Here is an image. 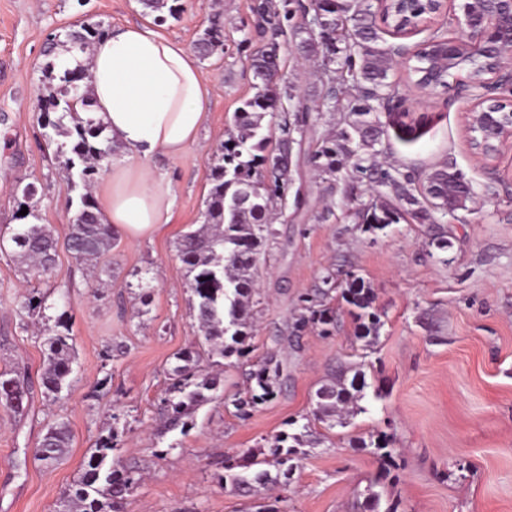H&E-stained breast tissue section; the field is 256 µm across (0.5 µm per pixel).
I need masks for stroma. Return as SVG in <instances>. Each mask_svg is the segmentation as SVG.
<instances>
[{"label":"stroma","mask_w":512,"mask_h":512,"mask_svg":"<svg viewBox=\"0 0 512 512\" xmlns=\"http://www.w3.org/2000/svg\"><path fill=\"white\" fill-rule=\"evenodd\" d=\"M259 0H177L157 22L140 0H0V234L10 235L25 206L16 186L34 184V206L65 239L80 190L65 158L47 146L42 99L61 75L71 29L103 30L150 23L195 51L213 19L224 46L199 58L210 105L200 145L158 158L175 197L173 224L151 238L115 234L88 275L66 248L48 273L27 271L0 251V369L25 374L24 412L0 408V512H64V494L83 471L98 439L116 431V457L138 466L141 485L125 512H251L254 500L218 481L225 457L270 449L309 415L320 386L339 363L357 370L360 412L344 425H316L293 475L263 490L286 512H512V144L490 162L470 146L464 99L456 90L412 87L404 66L400 94L379 118L387 130V165L418 175L445 163L473 185L477 200L451 224V248L431 245L424 226L394 224L364 231L356 214L372 194L347 193V171L321 175L311 157L322 137L339 131L340 112L314 94L319 66L305 61L289 32H260ZM275 49L292 128V185L279 204L277 235L259 264L261 300L251 323L250 361L271 356L287 376L269 402L238 416L227 400L246 390L250 361L211 368L218 387L187 429H171L159 411L176 352L198 336L195 297L177 253L180 235L198 228L210 188L213 156L232 130V116L256 92L253 55ZM420 136L403 140L402 124ZM334 268L370 286L383 326L371 345L355 335L337 304L333 335L304 331L289 339L302 299ZM46 296L44 317L20 304ZM64 316L75 363L61 402L48 400L40 375L49 321ZM64 416L67 454L46 466L35 458L47 423ZM393 438L391 458L373 455L378 433ZM382 485H374L379 473Z\"/></svg>","instance_id":"35a3bbf8"}]
</instances>
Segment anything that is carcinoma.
Returning <instances> with one entry per match:
<instances>
[{
	"label": "carcinoma",
	"instance_id": "carcinoma-1",
	"mask_svg": "<svg viewBox=\"0 0 512 512\" xmlns=\"http://www.w3.org/2000/svg\"><path fill=\"white\" fill-rule=\"evenodd\" d=\"M303 5L293 0L273 3L263 0L256 7L261 15H284L293 18ZM311 18L305 26L293 27L298 47L307 58H320L324 67L339 66L346 72L347 81L334 86L322 74L321 103L336 107L335 99L347 100L344 108V127L323 139L312 156L316 170L330 177L340 167L351 164L346 190L363 184L377 198L362 209L366 230H383L392 224L414 220L428 225L431 244L448 250V201L457 209L468 208L473 186L458 170L444 164L418 178L376 163V157L386 150L385 131L377 116L381 105L392 101L399 84L392 79L394 67L384 36L399 26L401 9L395 3L379 8L373 0H313ZM104 32L82 26L68 40L78 39L87 47L101 38ZM224 42V27L214 21L198 40L201 56H207L215 44ZM416 65L409 67L408 78L417 84L427 78L429 59L415 57ZM256 78L261 81L256 94L245 100L233 114V129L220 147V153L210 168V189L203 222L177 242V252L188 271L193 273L190 288L197 299L196 318L199 336L194 347L177 354L181 364L169 373L168 397L162 401L161 414L171 428L186 425L191 413L210 400L216 389L215 378L204 372L202 364L214 358L233 355L245 358L251 352L249 335L245 331L251 307L259 302L256 287L260 255L277 231L272 224L274 204L286 199L291 184V127L283 123V138L274 148L265 133L263 120L284 111L281 91L275 81L278 71L276 55L261 52L252 59ZM84 79V70L65 69L61 84L50 85L44 97L43 129L47 142L54 136L68 139L65 166L77 170L83 193L76 210L65 245L78 261L97 259L112 248L114 232L111 225L100 222L95 202L89 192L102 162L112 153L108 139L102 137L100 124L84 122L78 111L90 110L87 93L70 104L67 90L71 83ZM18 256L26 265L41 272L50 271L56 261L58 237L47 224H20L10 236ZM340 297L348 306L359 339L376 338L382 326L380 315L372 310L370 288L354 278L341 281L336 271L322 277V286L313 290L306 305L296 315L293 337L298 339L307 328H316L322 336L336 330V311L330 301ZM57 330L46 338L45 365L41 384L49 400L62 399L65 386L73 373L74 348L66 323L56 321ZM346 370L338 367L332 381L316 391V407L299 433H281L275 446L266 453L249 449L224 460V482L244 494H254L257 487L273 482L270 469L289 475L298 467L304 455V433L318 422L331 430L336 426V413L354 405L359 397L346 386ZM283 368L273 359L260 360L247 373L248 394L233 397L229 403L240 415L256 408L275 396V386L281 385ZM29 388L25 377L12 369L0 372V407L13 413L24 410ZM72 433L69 423L58 417L48 426L36 450V458L53 464L67 453ZM114 435L99 439L84 471L66 493L69 512H124L127 496L140 484V471L126 467L113 456Z\"/></svg>",
	"mask_w": 512,
	"mask_h": 512
}]
</instances>
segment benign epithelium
<instances>
[{"label": "benign epithelium", "mask_w": 512, "mask_h": 512, "mask_svg": "<svg viewBox=\"0 0 512 512\" xmlns=\"http://www.w3.org/2000/svg\"><path fill=\"white\" fill-rule=\"evenodd\" d=\"M431 8L422 14L406 18L408 32L425 29L439 18L446 6V0H426ZM462 19L458 20L462 38L448 43L445 57L441 58L443 68L432 74L429 82L420 86L426 91L438 86L456 87L468 93L473 104L466 109V120L474 148L483 158L498 154L500 148L512 139V109L489 96L496 89L512 90V0H480L475 9L471 0L461 5ZM485 59L493 61L490 77L480 88L468 77L474 64Z\"/></svg>", "instance_id": "benign-epithelium-1"}]
</instances>
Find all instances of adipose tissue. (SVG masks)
Returning a JSON list of instances; mask_svg holds the SVG:
<instances>
[{
  "label": "adipose tissue",
  "instance_id": "adipose-tissue-1",
  "mask_svg": "<svg viewBox=\"0 0 512 512\" xmlns=\"http://www.w3.org/2000/svg\"><path fill=\"white\" fill-rule=\"evenodd\" d=\"M92 102L84 120L102 123L119 154L97 190L102 223L131 239L153 236L175 216L171 189L154 165L199 145L209 91L193 55L150 26L106 33L84 57ZM137 164H130L129 156Z\"/></svg>",
  "mask_w": 512,
  "mask_h": 512
}]
</instances>
